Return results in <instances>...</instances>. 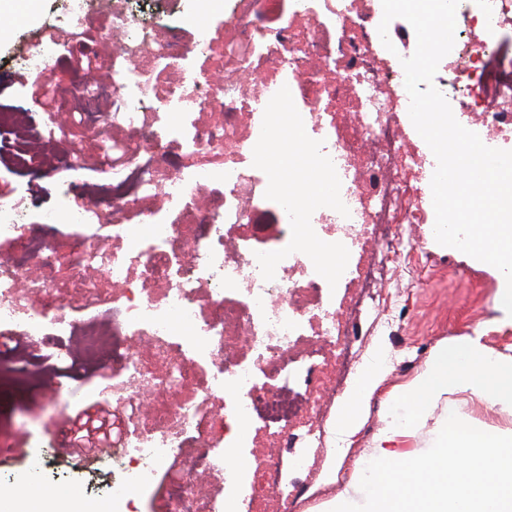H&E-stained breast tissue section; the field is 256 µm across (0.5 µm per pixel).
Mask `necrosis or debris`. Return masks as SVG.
Masks as SVG:
<instances>
[{"label":"necrosis or debris","instance_id":"obj_1","mask_svg":"<svg viewBox=\"0 0 512 512\" xmlns=\"http://www.w3.org/2000/svg\"><path fill=\"white\" fill-rule=\"evenodd\" d=\"M281 1L236 0L219 84L195 66L210 38L161 41L132 8L72 0L79 24L107 16L105 33L119 28L126 37L108 63L112 81L96 89L112 99V176L96 205L69 215L70 278L43 225H20L18 204L0 201V238L24 239L20 253L0 258V323L22 319L26 337L61 365L77 350H108L103 368L118 378L111 393L125 415L106 457L144 483L170 470L175 512H202L192 481L222 469L229 431L242 422L283 457L256 464L247 484L225 472V487L242 496L245 512H292L306 492L292 474L308 469L322 441L325 399L342 369L356 367L353 323L364 300L380 296L352 274L325 270L349 250L376 267L368 239L423 209L407 181L418 158L392 121L409 99L404 70L397 59L378 62L380 8L373 0H286L284 22ZM461 15L463 39L449 54L458 91L491 134L512 135V69L503 66L512 41L498 35L512 25V0H464ZM256 57L271 60L287 111L257 113L260 86L240 98L235 76ZM159 77L157 105L146 107ZM190 87L224 103L221 125L200 126L184 111ZM487 100L494 109L482 110ZM340 110L354 112V122L338 123ZM292 126L301 142L276 151ZM214 157L223 166L211 165ZM316 177L329 199H304ZM211 183L223 190L201 205ZM161 195L179 204L180 219L146 209ZM262 207L276 217L268 235L251 221ZM134 216L146 232L134 233ZM31 259L32 289L22 279ZM91 271L104 282L88 279ZM340 289L350 296L342 317ZM77 309L86 319L73 318ZM217 399L218 419L208 410Z\"/></svg>","mask_w":512,"mask_h":512}]
</instances>
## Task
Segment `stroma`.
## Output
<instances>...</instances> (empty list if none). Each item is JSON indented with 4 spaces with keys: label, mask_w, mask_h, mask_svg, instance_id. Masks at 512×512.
I'll return each instance as SVG.
<instances>
[{
    "label": "stroma",
    "mask_w": 512,
    "mask_h": 512,
    "mask_svg": "<svg viewBox=\"0 0 512 512\" xmlns=\"http://www.w3.org/2000/svg\"><path fill=\"white\" fill-rule=\"evenodd\" d=\"M67 4L68 0H41L34 19L12 20L8 36L0 39V111L20 112L37 129L46 125L52 105L40 95L38 86L24 77L26 68L22 57L36 50L51 71L63 106L85 109L97 116L93 122H74L50 148L51 153L66 159L73 157L75 151H85L84 164L77 170L56 173L36 167L12 169L8 158L13 138L8 134L0 136V197L22 200L20 221L24 224H42L48 220L61 223L64 211L90 206L93 187L109 176L108 170L99 165L94 148L100 128L112 119L111 102L80 95L78 86L86 81L87 75L74 64L72 53L60 44L46 47L39 43L50 21L65 18ZM233 5L234 0H218L214 10L201 20L197 19L193 6H186V17L176 28L157 9L154 0H138L136 7L156 26L159 37L174 35L191 44L199 31L204 30L218 52L222 49L224 27ZM393 117L408 148L423 160L410 182L428 190L436 159L413 127L405 108H396ZM434 221L435 212L428 207L419 223L403 225L408 253L403 261L390 265L378 280L383 303L354 326L358 337L355 349L361 355V366L382 362L385 379L365 410L359 428L351 434L335 429L334 421L354 384L353 379H346L337 390L334 402L329 403L326 411L324 442L315 451L317 464L302 476L308 490L294 512H323L326 503L344 493L352 469L357 463L371 459L377 437L387 424L389 392L422 372L439 342L477 335L491 354L512 357V317L497 303L499 275L460 250L438 244L430 231ZM20 334L18 324L0 325V357L22 355V367L37 372L32 386H0V496L6 498L14 495L10 477L25 471L32 458L46 454L48 443L54 439L56 422L75 416L89 406L109 409L114 406L106 392L112 383L111 376L91 367L52 370L36 356L35 345L21 340ZM58 383L78 391V399L54 406L45 394ZM447 405L477 428L512 426V421L494 413L484 400L467 393L448 395ZM18 446L24 447V455L12 456V448ZM263 454V448L244 440L242 447L231 449L225 469L212 471L195 488L196 497L217 499L225 512H242L241 500L224 489V472L239 468L246 458ZM330 462L336 463L338 471L335 483L326 484L322 472ZM94 467L100 471V482L111 481V463L103 460L95 463L80 455H69L58 466L57 477L47 478L45 484L49 487L58 484L90 498L94 487L88 483L86 472Z\"/></svg>",
    "instance_id": "35a3bbf8"
}]
</instances>
